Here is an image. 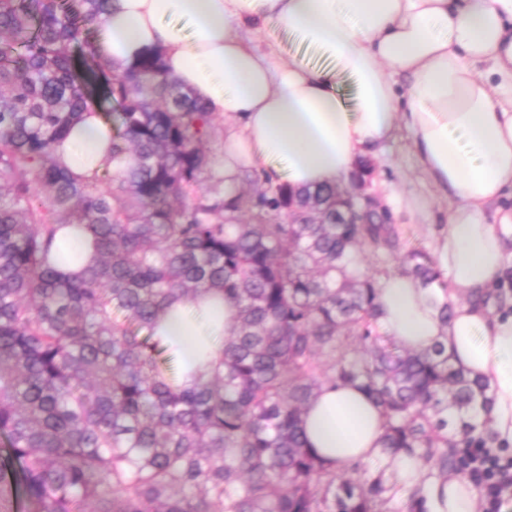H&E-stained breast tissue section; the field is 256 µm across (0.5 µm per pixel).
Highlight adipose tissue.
Instances as JSON below:
<instances>
[{"label":"adipose tissue","mask_w":512,"mask_h":512,"mask_svg":"<svg viewBox=\"0 0 512 512\" xmlns=\"http://www.w3.org/2000/svg\"><path fill=\"white\" fill-rule=\"evenodd\" d=\"M278 28L328 61L282 60L256 33ZM117 66L160 55L173 76L226 121L224 173L255 170L300 189L335 185L405 129L435 194L447 200L436 260L452 311L441 319L419 282L380 280L379 324L407 349L442 342L456 367L490 383L478 431L512 443V301L494 291L512 267V0H115L99 35ZM349 78L351 102L339 94ZM108 129L86 116L60 151L79 174L106 166ZM161 321L160 335L194 366L232 306L201 301ZM329 462H382L420 485L428 512H480L473 484L449 472L422 480L405 456L381 458L383 417L361 389L322 393L303 422Z\"/></svg>","instance_id":"1"}]
</instances>
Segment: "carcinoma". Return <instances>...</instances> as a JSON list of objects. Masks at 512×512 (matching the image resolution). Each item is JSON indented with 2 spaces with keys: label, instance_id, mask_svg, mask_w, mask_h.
<instances>
[{
  "label": "carcinoma",
  "instance_id": "1",
  "mask_svg": "<svg viewBox=\"0 0 512 512\" xmlns=\"http://www.w3.org/2000/svg\"><path fill=\"white\" fill-rule=\"evenodd\" d=\"M111 0H0V507L19 487L36 512H392L386 469L333 465L301 429L325 387L380 407L382 454L429 477L488 448L473 419L488 382L427 353L382 344L376 303L393 255L430 288L434 259L400 253L395 228L290 224L336 187L225 185L209 141L224 126L158 55L117 67L99 49ZM115 128L112 169L74 173L57 147L87 108ZM96 257L58 270V233ZM218 294L233 331L208 337L192 382L154 336L167 309ZM406 512H425L416 487Z\"/></svg>",
  "mask_w": 512,
  "mask_h": 512
}]
</instances>
